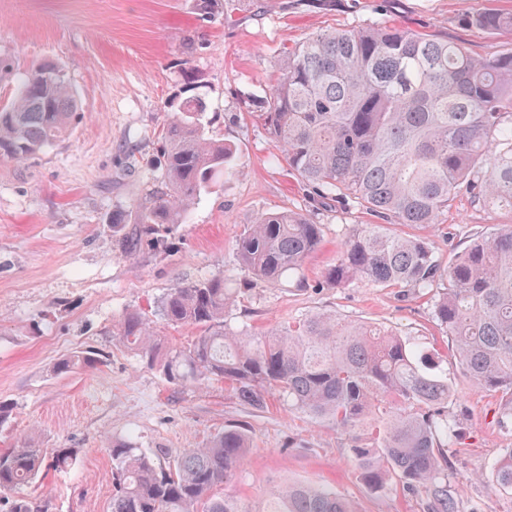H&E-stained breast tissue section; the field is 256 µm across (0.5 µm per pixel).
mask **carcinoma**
I'll list each match as a JSON object with an SVG mask.
<instances>
[{
    "label": "carcinoma",
    "mask_w": 512,
    "mask_h": 512,
    "mask_svg": "<svg viewBox=\"0 0 512 512\" xmlns=\"http://www.w3.org/2000/svg\"><path fill=\"white\" fill-rule=\"evenodd\" d=\"M202 17L224 13V0H195ZM487 34L512 32V13L486 9L461 15ZM276 82L260 100L273 147L320 199L356 205L382 220L345 230L324 288L366 283L400 288L402 297L431 294L433 317L448 331L460 370L474 387L499 395L502 422L512 421V224L476 234L445 264L419 235L387 225L437 223L464 193L484 208L512 215V49L491 56L430 34L386 23L329 29L274 59ZM79 96L57 63L23 73L0 108V158L21 162L68 138L80 118ZM207 105L192 73L165 103L157 176L128 214L112 212L128 249L154 247L186 223L204 192L241 171L233 147L210 130ZM322 225L305 213L273 210L253 218L237 240L238 264L270 288L307 285L305 266L319 248ZM244 291L222 272L178 282L157 312L169 326L192 327L190 343L168 347L138 310L121 314L120 342L158 368L166 382L228 383L253 410L276 393L290 411L333 425L351 438L360 481L382 494L393 485L422 491L428 512H459L448 486L444 448L452 427L454 384L434 371L422 346L396 329H380L316 311L260 334L232 329L229 313ZM96 363L81 352L56 363L68 373ZM249 429H224L203 448L173 455L115 442L111 512H248L212 494L235 476L251 447ZM73 448L47 456L29 444L0 452V492L35 479L46 467L67 470ZM487 482L512 494V448L489 466ZM7 512H45L15 496ZM255 512H359L329 486L290 481Z\"/></svg>",
    "instance_id": "cac0c4a2"
}]
</instances>
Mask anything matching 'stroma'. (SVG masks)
<instances>
[{"label":"stroma","mask_w":512,"mask_h":512,"mask_svg":"<svg viewBox=\"0 0 512 512\" xmlns=\"http://www.w3.org/2000/svg\"><path fill=\"white\" fill-rule=\"evenodd\" d=\"M487 8L512 12V0H332L324 9L299 0H230L212 19L197 14L194 0H0V107L14 94L13 72L53 61L77 88L82 113L66 140L20 163L0 159V401L12 408L0 424V452L24 440L47 454L78 452L72 469H46L19 494L44 500L48 512H111L113 441L175 452L244 425L252 446L223 491L248 512L288 480L333 485L361 512H428L423 493H371L356 475L348 435L336 427L275 398L268 410L252 411L220 380L202 388L168 384L115 336L119 315L136 309L167 345L187 344L194 329L165 324L157 303L176 282L221 271L247 291L231 324L266 330L333 311L412 335L438 354L455 388L447 408L455 429L448 484L460 510L512 512V495L485 480L502 449L512 448L498 397L461 376L429 297L405 300L398 289L364 283L320 287L345 228L372 218L355 206L317 209L255 116L275 82L278 52L312 34L395 22L491 55L512 47V34L490 36L458 22ZM188 71L245 173L203 194L163 246L125 253L112 212L130 209L146 192L163 104ZM268 210L308 213L323 226L305 288L255 285L236 263L245 224ZM509 222L511 215L463 194L423 234L448 263L472 233ZM84 351L98 353L94 368L55 373V363Z\"/></svg>","instance_id":"35a3bbf8"}]
</instances>
